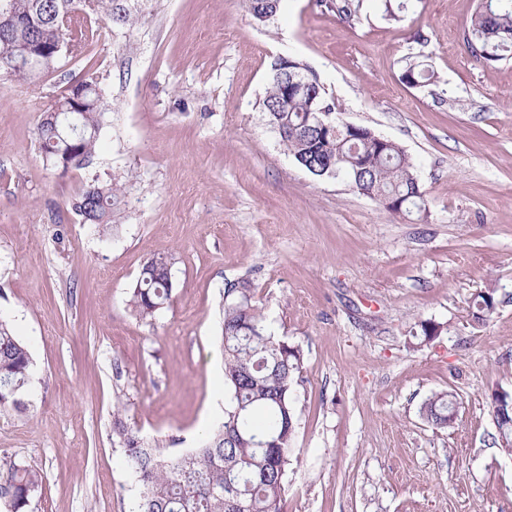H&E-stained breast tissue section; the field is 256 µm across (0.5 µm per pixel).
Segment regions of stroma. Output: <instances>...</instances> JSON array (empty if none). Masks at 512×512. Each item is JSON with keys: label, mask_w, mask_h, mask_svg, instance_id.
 <instances>
[{"label": "stroma", "mask_w": 512, "mask_h": 512, "mask_svg": "<svg viewBox=\"0 0 512 512\" xmlns=\"http://www.w3.org/2000/svg\"><path fill=\"white\" fill-rule=\"evenodd\" d=\"M478 5L363 0L348 22L283 0L261 23L243 0H139L133 26H88L112 111L93 165L65 173L36 128L83 61L0 80V319L35 362L26 411L0 415V460L41 471L37 512H133L116 400L172 451L198 444L202 417L223 421L221 303L242 280L303 351L283 512H512L491 407L512 392V60L471 55ZM282 58L405 149L427 220L294 163L261 110ZM410 61L438 83L406 84ZM95 178L124 188L105 236L71 210ZM158 254L176 288L142 320L129 290ZM484 292L495 308L477 322ZM448 389L458 416L437 429L420 409Z\"/></svg>", "instance_id": "stroma-1"}]
</instances>
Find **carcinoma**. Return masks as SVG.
<instances>
[{"mask_svg":"<svg viewBox=\"0 0 512 512\" xmlns=\"http://www.w3.org/2000/svg\"><path fill=\"white\" fill-rule=\"evenodd\" d=\"M6 3L15 24L0 26L6 41H30L44 47L57 44L68 57L86 55L87 44L73 34L78 14L113 24H132L130 11L114 0H0ZM259 22L276 16L273 0H244ZM336 15L353 21L360 0H324ZM468 47L487 61L512 60V0H486L479 5L469 26ZM60 64L54 57L16 54L0 60V78L28 81L52 73ZM299 70L307 85L286 94L288 72L275 66L268 78L262 108L279 142L302 169L313 176L342 179L358 193L387 200L394 214L416 212L427 217L424 193L414 163L397 143L383 144L380 136L360 126L351 131L336 117L335 105L326 97L318 77L306 66ZM402 78L413 86L437 82L429 64L406 66ZM84 106L77 114L75 133H70L59 98L43 112L37 127L38 145L53 166L82 169L92 164L110 110L100 94L95 72L79 81ZM336 119L333 135L316 124L320 112ZM120 188L112 182L93 181L76 196L72 208L84 224L106 234L119 208ZM174 282L171 257L148 260L130 289L128 306L141 319H153L168 307ZM224 353V385L230 400L224 423L210 434L202 447L184 453H168L148 444L128 425L122 410L114 413L112 441L124 450L125 465L139 487L136 512H282L288 468L294 460L291 441L296 429L293 388L303 362V351L268 332L255 289L241 281L224 289L221 326ZM34 361L28 346L0 319V414L26 410ZM456 402L451 391L434 394L421 407L426 420L437 428L450 425L448 414ZM43 477L33 466L16 460L0 464V502L8 512H35Z\"/></svg>","mask_w":512,"mask_h":512,"instance_id":"cac0c4a2","label":"carcinoma"}]
</instances>
